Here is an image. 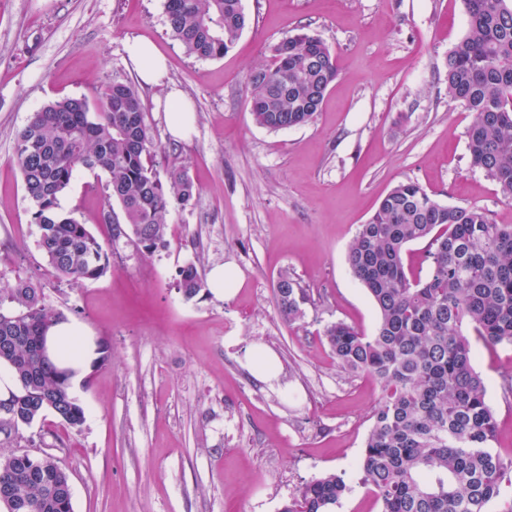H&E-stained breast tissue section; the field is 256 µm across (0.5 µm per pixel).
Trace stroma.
Listing matches in <instances>:
<instances>
[{
	"mask_svg": "<svg viewBox=\"0 0 512 512\" xmlns=\"http://www.w3.org/2000/svg\"><path fill=\"white\" fill-rule=\"evenodd\" d=\"M247 25L223 58L188 56L166 26L164 0H0V289L27 280L47 305L85 325L104 358L74 395L80 428L46 414L12 434L8 453L48 451L69 474L73 512H279L302 483L336 473L351 493L335 512H380L358 461L380 397L342 371L322 334L341 320L373 335L378 311L353 277L348 246L398 183L419 182L453 206L512 224V205L470 164L473 115L448 94L446 59L468 27L460 0H242ZM321 37L338 76L313 121L257 125L249 76L289 30ZM133 39L152 42L195 114L171 137L165 93L141 89L156 145L186 168L197 192L173 206L164 248L142 253L100 220L97 177L79 170L59 198L86 224L111 268L73 285L38 247L14 157L17 132L41 106L136 80ZM237 272L231 296L185 299L179 269ZM288 273L315 299L285 323L274 287ZM472 365L496 419L493 442L512 457V346L471 337ZM255 344L278 359L269 388L245 367Z\"/></svg>",
	"mask_w": 512,
	"mask_h": 512,
	"instance_id": "obj_1",
	"label": "stroma"
}]
</instances>
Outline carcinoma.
Listing matches in <instances>:
<instances>
[{"mask_svg": "<svg viewBox=\"0 0 512 512\" xmlns=\"http://www.w3.org/2000/svg\"><path fill=\"white\" fill-rule=\"evenodd\" d=\"M466 34L448 52V94L473 114L466 132L473 167L496 183L512 205V0H462ZM170 35L186 53L217 59L246 25L242 0H165ZM271 63L249 80L255 123L282 130L311 121L338 75L336 56L317 35L289 33L273 45ZM15 158L34 205L38 246L58 278L78 284L102 277L110 257L86 225L58 211V197L82 168L107 176L101 190L102 222L151 254L165 245L173 205H186L195 186L184 168H166L137 87L114 80L88 97L48 103L32 113L15 139ZM117 203L123 224L112 223ZM425 243L429 271L421 275L404 254ZM350 270L375 303L379 324L372 336L333 322L323 329L337 364L376 382L381 396L360 456L361 484L380 512H487L512 473V459L492 448L496 421L485 386L472 366L462 324L473 325L484 344L512 345V224H497L478 206H450L419 183L401 182L358 225L347 253ZM187 300L204 288L197 266L179 270ZM0 307V341L38 336L62 313L41 300L33 282H19ZM308 290L283 273L275 304L285 323L306 316ZM17 382L12 412L0 430L30 425L44 412L76 428L84 409L71 378L42 363L23 344L0 348ZM16 454H0V486L7 485L29 512L52 509L47 480L22 478ZM351 491L341 476L326 473L301 484L280 512H334Z\"/></svg>", "mask_w": 512, "mask_h": 512, "instance_id": "obj_1", "label": "carcinoma"}]
</instances>
